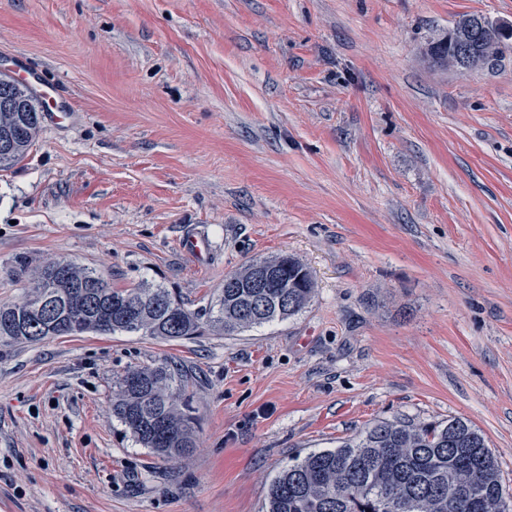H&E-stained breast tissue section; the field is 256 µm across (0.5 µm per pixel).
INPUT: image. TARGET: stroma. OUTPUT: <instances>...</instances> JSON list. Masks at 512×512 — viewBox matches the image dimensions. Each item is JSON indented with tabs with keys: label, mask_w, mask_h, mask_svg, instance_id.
<instances>
[{
	"label": "stroma",
	"mask_w": 512,
	"mask_h": 512,
	"mask_svg": "<svg viewBox=\"0 0 512 512\" xmlns=\"http://www.w3.org/2000/svg\"><path fill=\"white\" fill-rule=\"evenodd\" d=\"M472 14L512 0H0V71L56 87L0 169V302L56 259L193 310L256 259L315 284L232 337L0 345V512H262L288 462L395 418L468 420L512 491V52L427 55ZM162 363L197 420L176 462L112 414Z\"/></svg>",
	"instance_id": "35a3bbf8"
}]
</instances>
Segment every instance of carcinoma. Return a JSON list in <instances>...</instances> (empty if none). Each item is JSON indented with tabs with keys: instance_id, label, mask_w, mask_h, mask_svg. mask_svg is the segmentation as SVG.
Here are the masks:
<instances>
[{
	"instance_id": "carcinoma-1",
	"label": "carcinoma",
	"mask_w": 512,
	"mask_h": 512,
	"mask_svg": "<svg viewBox=\"0 0 512 512\" xmlns=\"http://www.w3.org/2000/svg\"><path fill=\"white\" fill-rule=\"evenodd\" d=\"M512 26L488 21L480 36L460 19L429 48L438 63L459 66L457 49L472 46L467 68L503 56ZM0 91L23 100L22 112H0V131L21 128L0 167L21 163L36 138L40 103L34 92L0 74ZM270 287L250 288L263 274ZM314 282L292 256L260 259L224 277L217 300L191 310L161 286L114 288L100 272L70 260L42 266L29 292L0 304V342L35 343L56 335L139 333L166 341L231 336L283 321L311 302ZM185 379L162 363L125 371L113 384L112 414L142 447L168 460L197 447L194 410ZM505 494L495 455L481 431L450 417L436 424L381 421L342 446L311 452L270 482L265 512H503Z\"/></svg>"
}]
</instances>
